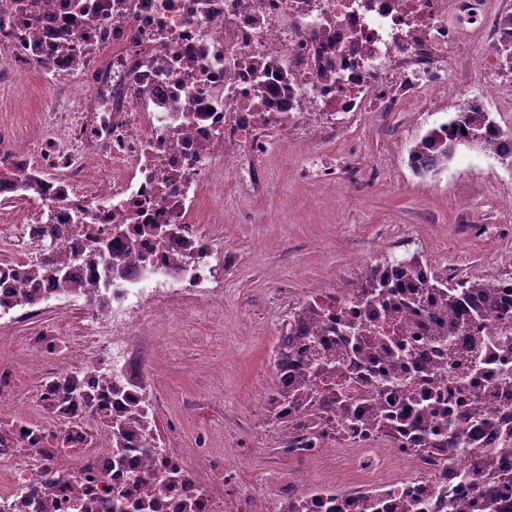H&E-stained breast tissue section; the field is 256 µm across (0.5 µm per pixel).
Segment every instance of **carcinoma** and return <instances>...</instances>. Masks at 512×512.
I'll return each mask as SVG.
<instances>
[{
    "label": "carcinoma",
    "instance_id": "carcinoma-1",
    "mask_svg": "<svg viewBox=\"0 0 512 512\" xmlns=\"http://www.w3.org/2000/svg\"><path fill=\"white\" fill-rule=\"evenodd\" d=\"M496 27L499 33L495 52L502 67L512 71V15L498 19ZM264 100L271 99L285 93L286 82L277 79L271 74V81L263 86ZM495 132V122L490 113L481 110L474 104H467L466 108L428 131L410 150V164L419 175L435 172L448 163L465 144L473 142L474 147L484 151L488 146V136ZM422 256L413 253L409 256L392 261H384L367 268L365 275L359 282L362 286L365 300L369 303L383 298L391 289L397 287L392 282L391 275L400 269L408 273L405 287L413 289L406 295L404 305L408 308L420 305V297L414 292L416 288H446L448 289V310L456 315L468 316L476 321L481 317L479 311H467L464 308L465 299L471 295L480 296L485 304L493 309L503 308V301L494 282L482 279L460 280L435 284L418 280ZM14 277L20 281L45 280L52 282L60 288L69 290L87 291L96 287V282L89 280L72 281L63 275L58 267L55 255H50L48 261H42L36 266L28 263L12 265ZM125 396V389L112 387V378L103 377L99 386L91 388L86 379L77 374L60 377L45 385L39 395L41 406L53 417L70 419L81 409L92 408L93 402L100 401L101 413L95 416L99 424L107 431V438H116V456L121 457L126 450V444L132 433L136 431H150L155 427V419L145 405L132 400L122 410L112 412V396Z\"/></svg>",
    "mask_w": 512,
    "mask_h": 512
}]
</instances>
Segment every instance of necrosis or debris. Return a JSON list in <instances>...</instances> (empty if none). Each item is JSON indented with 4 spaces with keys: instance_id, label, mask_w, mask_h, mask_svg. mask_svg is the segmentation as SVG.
<instances>
[{
    "instance_id": "obj_1",
    "label": "necrosis or debris",
    "mask_w": 512,
    "mask_h": 512,
    "mask_svg": "<svg viewBox=\"0 0 512 512\" xmlns=\"http://www.w3.org/2000/svg\"><path fill=\"white\" fill-rule=\"evenodd\" d=\"M487 12L488 0H0V84L36 66L51 85L93 86L91 97H61L35 143L0 139V167L18 172L0 200L42 185L37 217L0 246L23 243L30 263L53 247L75 277L87 274L85 253L112 262L91 296L38 288L37 304L82 307L91 321L33 337L55 356L53 377L77 365L94 382L106 368L113 386L153 402L133 379L142 333L223 305L222 274L240 262L200 209H222L228 185L242 200L266 190L261 158L287 149L300 125L332 128L337 114L447 87L463 32L481 30ZM332 40L342 86L318 72ZM265 60L289 77L291 97L260 108L255 66ZM106 160L109 179L98 170ZM438 319L451 348L433 339ZM350 321L365 326L364 342L344 336ZM500 326L496 310L456 322L434 294L413 311L396 294L366 305L357 288L299 299L255 387L253 429L273 433L288 461L267 487L234 485V456L193 473L184 450L159 440L148 455L138 435L116 460L90 419L78 447H56L60 423L28 417L13 371L1 370L0 409L19 444L0 455L13 479L0 499L23 497V512H449L452 501L483 512L491 497V512H512V355L486 345L482 371L471 368L473 337ZM397 367L400 392L383 384ZM416 400L425 413L412 411ZM317 456L328 475L309 476ZM172 468L185 480L168 483ZM48 469L64 481L47 483Z\"/></svg>"
}]
</instances>
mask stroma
<instances>
[{
    "label": "stroma",
    "instance_id": "stroma-1",
    "mask_svg": "<svg viewBox=\"0 0 512 512\" xmlns=\"http://www.w3.org/2000/svg\"><path fill=\"white\" fill-rule=\"evenodd\" d=\"M484 65L499 63L480 37L466 38L447 89L394 112L343 115L335 136L271 151L263 161L269 188L252 214L225 188L224 248L242 265L224 278L231 294L221 320L203 310L177 314L140 352L137 379L165 401L159 429L177 424L185 447L203 458L235 450L242 461L236 482L268 483L276 453L261 449L246 422L276 343L275 316L289 301L325 286L353 287L367 266L408 251L485 279L512 273V167L476 149L425 176L409 164L417 140L480 95L475 74ZM57 97L39 68L15 74L0 86V131L36 139L54 123ZM75 318L48 311L0 325V367L16 373L29 405L39 404V376L29 368L28 337Z\"/></svg>",
    "mask_w": 512,
    "mask_h": 512
}]
</instances>
